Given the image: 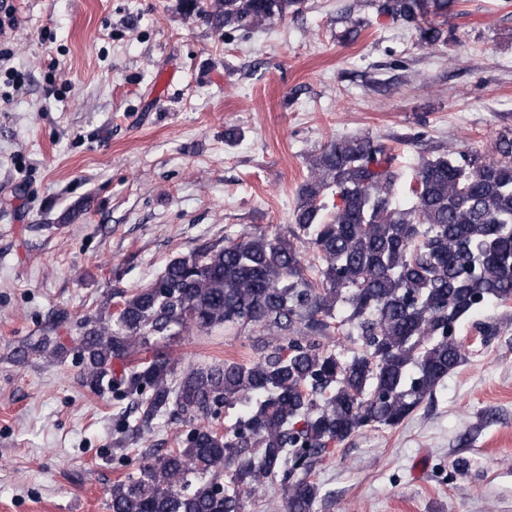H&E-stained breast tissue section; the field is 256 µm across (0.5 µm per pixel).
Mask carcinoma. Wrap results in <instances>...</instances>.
Segmentation results:
<instances>
[{"instance_id":"obj_1","label":"carcinoma","mask_w":512,"mask_h":512,"mask_svg":"<svg viewBox=\"0 0 512 512\" xmlns=\"http://www.w3.org/2000/svg\"><path fill=\"white\" fill-rule=\"evenodd\" d=\"M455 0H382L421 47L448 45L428 17ZM303 0H184L210 27L250 32L302 9ZM499 160L458 152L423 160L407 180L369 136L332 141L312 161L293 214V239L262 232L202 244L155 281L123 292L117 311L79 322L84 383L120 387L138 411L122 433L144 434L165 414L187 426L180 447L152 454L112 486L110 512H244V498L276 484L284 512H314L312 479L330 444L368 426L400 424L462 359L456 326L479 305L512 299V136ZM402 189L408 209L394 202ZM336 203L330 205L327 198ZM318 254L305 274L301 245ZM340 321L362 349L325 347ZM257 328V358L177 369L157 344L189 333ZM53 336L16 350L62 358ZM126 365L112 377V363ZM242 415L221 434V409ZM230 469V485L221 483Z\"/></svg>"}]
</instances>
